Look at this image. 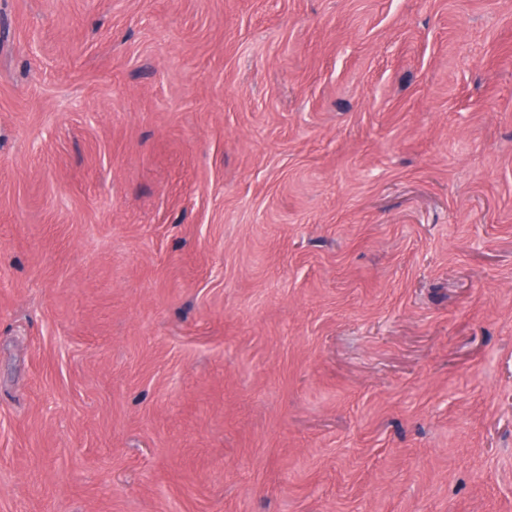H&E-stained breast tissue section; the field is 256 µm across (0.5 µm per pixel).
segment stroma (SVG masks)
<instances>
[{
  "mask_svg": "<svg viewBox=\"0 0 512 512\" xmlns=\"http://www.w3.org/2000/svg\"><path fill=\"white\" fill-rule=\"evenodd\" d=\"M0 512H512V0H0Z\"/></svg>",
  "mask_w": 512,
  "mask_h": 512,
  "instance_id": "35a3bbf8",
  "label": "stroma"
}]
</instances>
